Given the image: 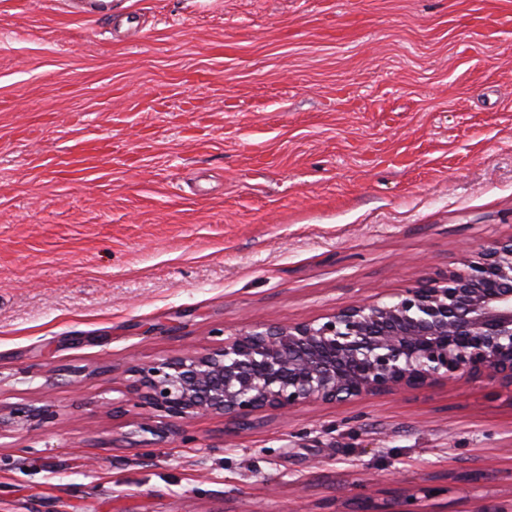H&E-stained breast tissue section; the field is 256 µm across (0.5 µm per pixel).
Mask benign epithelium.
<instances>
[{
    "label": "benign epithelium",
    "mask_w": 512,
    "mask_h": 512,
    "mask_svg": "<svg viewBox=\"0 0 512 512\" xmlns=\"http://www.w3.org/2000/svg\"><path fill=\"white\" fill-rule=\"evenodd\" d=\"M150 410L139 432L165 442L181 424L216 413L246 420L317 402L424 391L485 379L512 393V236L464 251L460 266L391 296L321 319L246 326L218 347L186 349L134 369ZM48 416L0 410V427Z\"/></svg>",
    "instance_id": "1"
}]
</instances>
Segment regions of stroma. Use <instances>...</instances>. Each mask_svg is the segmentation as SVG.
<instances>
[{
  "label": "stroma",
  "instance_id": "1",
  "mask_svg": "<svg viewBox=\"0 0 512 512\" xmlns=\"http://www.w3.org/2000/svg\"><path fill=\"white\" fill-rule=\"evenodd\" d=\"M0 0V512L512 507L485 380L207 414L139 443L132 367L317 319L512 235V0ZM98 164L74 175L76 139ZM63 3L68 7V12L87 15L95 20L106 18L112 12V0H66ZM76 3H81L84 7L81 10H74L73 4ZM48 409L45 408H15L4 413L0 408V430L3 425L19 426L37 418H46Z\"/></svg>",
  "mask_w": 512,
  "mask_h": 512
}]
</instances>
